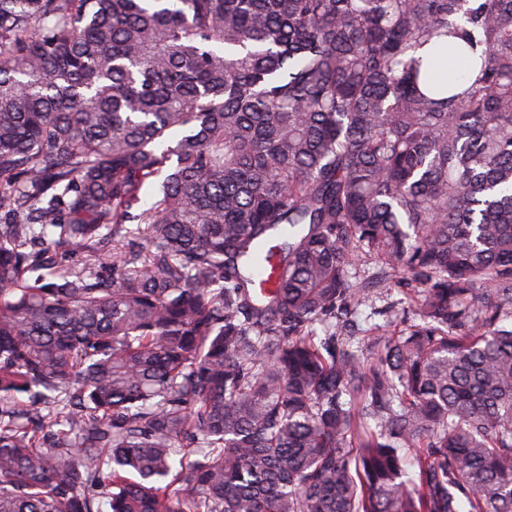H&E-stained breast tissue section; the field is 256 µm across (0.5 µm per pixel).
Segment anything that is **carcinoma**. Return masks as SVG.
Wrapping results in <instances>:
<instances>
[{"label": "carcinoma", "instance_id": "1", "mask_svg": "<svg viewBox=\"0 0 512 512\" xmlns=\"http://www.w3.org/2000/svg\"><path fill=\"white\" fill-rule=\"evenodd\" d=\"M0 512H512V0H0Z\"/></svg>", "mask_w": 512, "mask_h": 512}]
</instances>
